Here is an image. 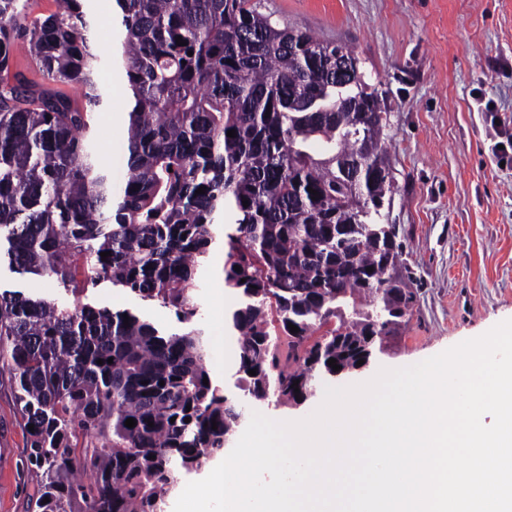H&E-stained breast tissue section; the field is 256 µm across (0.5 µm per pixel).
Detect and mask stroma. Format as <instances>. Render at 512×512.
<instances>
[{
  "mask_svg": "<svg viewBox=\"0 0 512 512\" xmlns=\"http://www.w3.org/2000/svg\"><path fill=\"white\" fill-rule=\"evenodd\" d=\"M288 25L323 40L349 43L366 83L378 89L389 119L385 141L394 191L385 210L396 225L413 273V315L398 336L359 370L317 379L305 402L243 398L247 411L278 421L312 414L326 386L372 379L380 369L421 362L512 319V161L495 148L512 133V0H262ZM126 90L111 92L96 113L92 139L102 159L123 145ZM224 239L216 237L195 294L198 313L173 310L99 279L81 295L54 277L10 265L0 249V292L127 310L168 333L203 329L214 381L233 387V360L216 338L211 304L221 275ZM26 431L9 388L0 389V512H29L35 483L27 468Z\"/></svg>",
  "mask_w": 512,
  "mask_h": 512,
  "instance_id": "1",
  "label": "stroma"
}]
</instances>
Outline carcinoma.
<instances>
[{
    "mask_svg": "<svg viewBox=\"0 0 512 512\" xmlns=\"http://www.w3.org/2000/svg\"><path fill=\"white\" fill-rule=\"evenodd\" d=\"M114 2V64L132 103L119 188L86 147L106 81L83 0H55L47 14L32 0H0L10 264L75 295L107 278L189 321L222 220L245 393L297 404L293 382L302 394L315 374L335 376L329 359L343 373L369 363L409 321L414 293L396 227L382 223L393 189L387 112L354 52L273 19L261 0ZM19 54L41 78L11 73ZM47 81L75 86L85 105ZM355 157L363 176L352 184L339 159ZM272 302L293 368L268 330ZM207 356L199 329L165 334L123 310L0 293V368L34 425L32 512H158L177 474L201 467L240 425L238 403L203 383Z\"/></svg>",
    "mask_w": 512,
    "mask_h": 512,
    "instance_id": "carcinoma-1",
    "label": "carcinoma"
}]
</instances>
